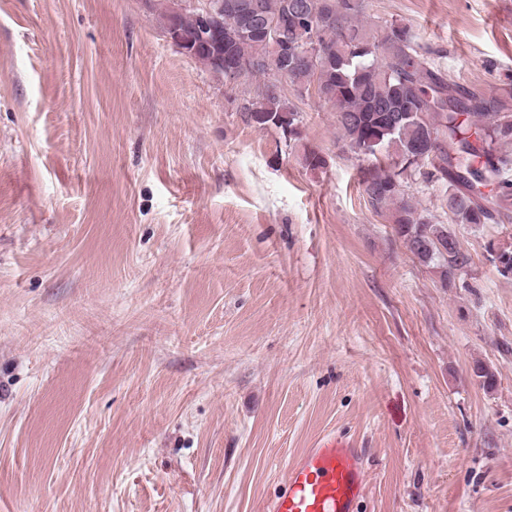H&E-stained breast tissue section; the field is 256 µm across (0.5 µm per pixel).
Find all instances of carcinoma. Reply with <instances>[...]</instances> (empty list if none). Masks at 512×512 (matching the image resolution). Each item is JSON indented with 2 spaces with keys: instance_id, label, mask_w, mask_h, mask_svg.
<instances>
[{
  "instance_id": "carcinoma-1",
  "label": "carcinoma",
  "mask_w": 512,
  "mask_h": 512,
  "mask_svg": "<svg viewBox=\"0 0 512 512\" xmlns=\"http://www.w3.org/2000/svg\"><path fill=\"white\" fill-rule=\"evenodd\" d=\"M224 12L253 5L260 17L254 26L291 10L298 0H222ZM331 15L308 12L288 29L296 47L320 51L327 63L300 65L291 76L299 95L315 91L336 109V123L357 156L375 163L363 172L362 185L372 208L391 209L392 223L410 252L424 265L439 269L450 286L471 265L454 232L418 213L401 190L403 178L419 172L427 182L448 184V212L456 224H487L507 208L512 195V84L496 93L477 92L448 80L416 48L411 29L389 23L379 30L367 27L364 0H334ZM224 32V59H250L258 64L240 78L270 79L282 69L272 43L259 36ZM248 120L266 125L256 115L270 112L289 116L297 137L299 116L293 104L278 94L259 95L244 107ZM435 150L431 169L421 170L411 158L418 148ZM495 184L503 194L488 200L481 188Z\"/></svg>"
}]
</instances>
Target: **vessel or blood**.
Returning <instances> with one entry per match:
<instances>
[{
	"label": "vessel or blood",
	"mask_w": 512,
	"mask_h": 512,
	"mask_svg": "<svg viewBox=\"0 0 512 512\" xmlns=\"http://www.w3.org/2000/svg\"><path fill=\"white\" fill-rule=\"evenodd\" d=\"M365 487L361 449L329 437L287 463L278 491L260 512H359Z\"/></svg>",
	"instance_id": "1"
}]
</instances>
